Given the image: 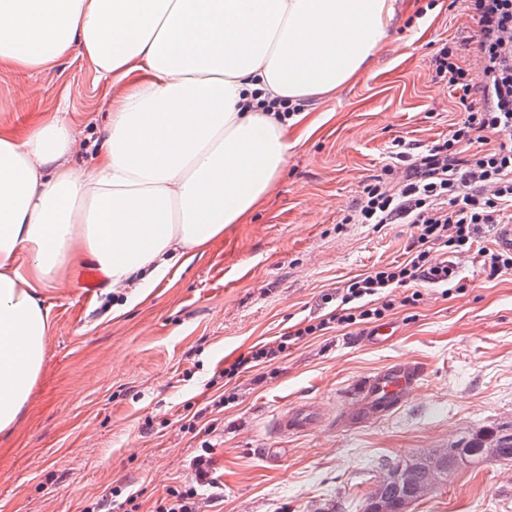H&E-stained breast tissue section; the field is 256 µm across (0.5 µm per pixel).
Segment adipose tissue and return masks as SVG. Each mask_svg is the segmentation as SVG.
Segmentation results:
<instances>
[{"label":"adipose tissue","instance_id":"adipose-tissue-1","mask_svg":"<svg viewBox=\"0 0 512 512\" xmlns=\"http://www.w3.org/2000/svg\"><path fill=\"white\" fill-rule=\"evenodd\" d=\"M402 0H0V66L78 55L112 90L90 167L65 108L0 129V435L45 362L38 294L95 262L140 296L246 223L288 163L299 117L273 100L358 76Z\"/></svg>","mask_w":512,"mask_h":512}]
</instances>
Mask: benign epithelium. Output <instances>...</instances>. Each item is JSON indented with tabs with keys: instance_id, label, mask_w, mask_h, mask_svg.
Wrapping results in <instances>:
<instances>
[{
	"instance_id": "7a95c632",
	"label": "benign epithelium",
	"mask_w": 512,
	"mask_h": 512,
	"mask_svg": "<svg viewBox=\"0 0 512 512\" xmlns=\"http://www.w3.org/2000/svg\"><path fill=\"white\" fill-rule=\"evenodd\" d=\"M458 460V448L450 444L446 448H432L416 459L381 472L369 497L367 512H391V502L384 494L388 486L404 491L400 509L406 512L413 502L441 487Z\"/></svg>"
}]
</instances>
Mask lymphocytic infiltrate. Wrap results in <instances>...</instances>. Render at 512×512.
Returning a JSON list of instances; mask_svg holds the SVG:
<instances>
[{"mask_svg":"<svg viewBox=\"0 0 512 512\" xmlns=\"http://www.w3.org/2000/svg\"><path fill=\"white\" fill-rule=\"evenodd\" d=\"M472 35L441 40L430 60L433 78L452 94L460 121L448 138L422 150L393 152L380 175L342 218L346 224H408L413 228L404 261L355 277L336 295L320 321L264 344L224 369L225 377L269 363L295 342L337 325L349 328L384 317L396 305L394 289L413 283L444 287L455 277L433 247L471 250L484 226L512 223V0H467ZM209 462L197 456L192 482L168 489L155 512H200L203 491L216 488Z\"/></svg>","mask_w":512,"mask_h":512,"instance_id":"f902f5d3","label":"lymphocytic infiltrate"}]
</instances>
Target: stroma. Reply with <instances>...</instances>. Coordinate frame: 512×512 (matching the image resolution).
Here are the masks:
<instances>
[{
    "instance_id": "stroma-1",
    "label": "stroma",
    "mask_w": 512,
    "mask_h": 512,
    "mask_svg": "<svg viewBox=\"0 0 512 512\" xmlns=\"http://www.w3.org/2000/svg\"><path fill=\"white\" fill-rule=\"evenodd\" d=\"M463 0L399 25L365 74L307 101L319 128L250 223L222 239L137 303L89 289L81 270L45 288V364L16 431L0 440V512H83L114 488L134 492L119 512H152L183 488L191 461L211 443L222 490L208 512H363L382 468L512 426V272L488 277L477 252L449 256L462 289L420 283L415 304L387 312L392 337L365 340L368 325L332 328L233 378L224 368L257 344L324 314V295L373 268L406 258L407 224H346L345 210L380 174L394 140L428 145L461 114L431 79L439 39L465 22ZM107 83L82 58L36 71L0 68V127L60 102L77 130V156L100 145ZM422 377L400 404L371 413L361 391L393 363ZM235 400L215 409L221 394ZM316 406L322 424L278 433L279 412ZM196 415V426L181 420ZM409 512H512V460L453 471Z\"/></svg>"
}]
</instances>
